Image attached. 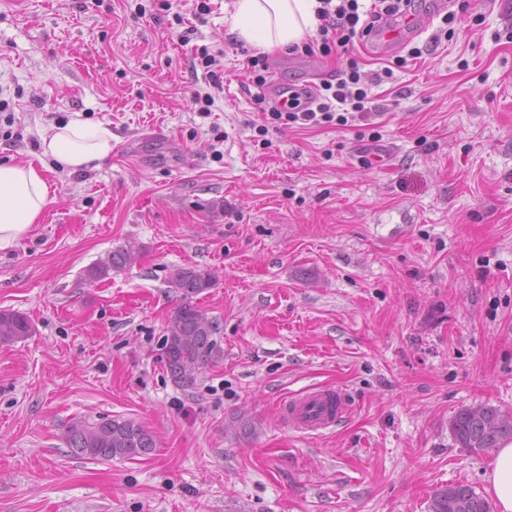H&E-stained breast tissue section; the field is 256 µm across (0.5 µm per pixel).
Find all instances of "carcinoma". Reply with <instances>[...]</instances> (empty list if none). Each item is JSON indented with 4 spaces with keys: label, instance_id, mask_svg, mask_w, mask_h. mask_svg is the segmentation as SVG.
Masks as SVG:
<instances>
[{
    "label": "carcinoma",
    "instance_id": "1",
    "mask_svg": "<svg viewBox=\"0 0 512 512\" xmlns=\"http://www.w3.org/2000/svg\"><path fill=\"white\" fill-rule=\"evenodd\" d=\"M137 257L133 245L121 246L87 271L90 280L122 269ZM169 285L179 294L180 303L168 319L162 349L165 365L175 384L191 387L200 370L218 355L215 326L194 303L195 296L215 285L212 275L200 269L177 267L169 273ZM33 326L22 314L0 310V343L27 339ZM454 440L473 452H486L507 439L512 440V415L488 405L458 410L450 419ZM64 440L71 452L90 460L133 459L152 452L153 435L140 424L124 418L76 419L66 426ZM431 512H493L489 501L469 485L448 486L433 497Z\"/></svg>",
    "mask_w": 512,
    "mask_h": 512
}]
</instances>
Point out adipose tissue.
<instances>
[{"instance_id": "adipose-tissue-1", "label": "adipose tissue", "mask_w": 512, "mask_h": 512, "mask_svg": "<svg viewBox=\"0 0 512 512\" xmlns=\"http://www.w3.org/2000/svg\"><path fill=\"white\" fill-rule=\"evenodd\" d=\"M319 0H231L224 7L230 35L263 53L286 50L315 36ZM112 151V132L101 123L72 119L51 125L42 136V154L66 171L96 165ZM49 186L33 164H0V250L9 249L41 217ZM486 490L498 512H512V442L492 453Z\"/></svg>"}]
</instances>
